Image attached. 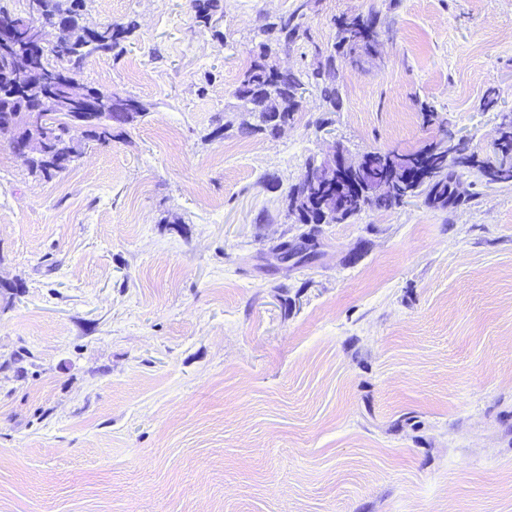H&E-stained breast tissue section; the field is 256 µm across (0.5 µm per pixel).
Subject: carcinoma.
<instances>
[{
	"instance_id": "cac0c4a2",
	"label": "carcinoma",
	"mask_w": 512,
	"mask_h": 512,
	"mask_svg": "<svg viewBox=\"0 0 512 512\" xmlns=\"http://www.w3.org/2000/svg\"><path fill=\"white\" fill-rule=\"evenodd\" d=\"M86 0H38L36 14L29 11L14 13L0 7V14L12 16L16 39L27 43L32 26L48 22L54 18L71 22V26L62 30L58 44L62 48L44 46L42 61L48 68L77 74L91 55H107L123 52L124 41L135 31V20L127 18L121 21H109L94 26L84 23ZM199 24L208 28L213 15L220 8V0H190ZM302 16L301 8L291 14L279 17L275 22L266 24V32L273 34L284 48L296 39ZM336 28V42L331 50L316 49L319 56L318 67L307 75V83L316 86L327 103V111L334 112L341 104L339 88L334 84L322 82L323 71L338 70V62L343 59H358L372 56V49L378 36L376 20L363 15H341L333 18ZM304 81L293 73L282 74L269 62L268 50L258 53L248 69L242 74L234 95L240 102L242 111L258 114L259 125H247L251 130L274 129L278 123H287L299 110L300 101L283 87L303 88ZM101 105L97 126L91 131L77 136L76 122H56L50 118L53 128L50 135L59 140L62 149L68 153L69 161H74L82 153L84 141H96L100 144L112 142L114 125L110 122L111 112L107 102L113 95L98 91ZM370 166L361 174L369 192L349 201V206L335 223H344L372 207L390 208L404 202V197L422 196L425 202L441 208L457 207L464 202L461 194L455 191L462 172L473 171L487 184L512 185V132L500 138L495 144L494 157L481 160L468 152L461 142H448L445 138L411 152L399 153L403 166L397 173V184L390 192L380 191L376 184L392 177V169L386 163L387 153L368 151Z\"/></svg>"
}]
</instances>
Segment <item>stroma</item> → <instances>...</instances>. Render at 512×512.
Returning a JSON list of instances; mask_svg holds the SVG:
<instances>
[{
  "mask_svg": "<svg viewBox=\"0 0 512 512\" xmlns=\"http://www.w3.org/2000/svg\"><path fill=\"white\" fill-rule=\"evenodd\" d=\"M87 0L136 19L78 80L148 113L60 176L0 135V512H512V186L463 173L317 228L285 196L307 159L415 150L431 105L493 155L512 112V0ZM302 8L304 37L268 21ZM374 15L373 57L278 135L233 91L262 45L303 74L332 17ZM497 106H480L487 89ZM300 11L298 7L291 14L279 17L276 22L266 24V32L274 34L279 45L284 48L290 47L298 36L296 33L299 32L300 23L296 20L303 15Z\"/></svg>",
  "mask_w": 512,
  "mask_h": 512,
  "instance_id": "stroma-1",
  "label": "stroma"
}]
</instances>
